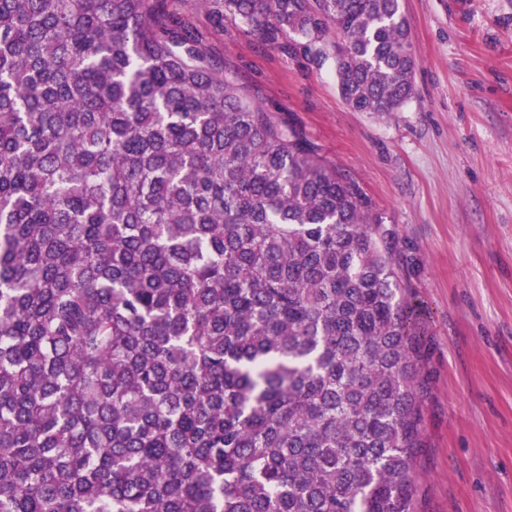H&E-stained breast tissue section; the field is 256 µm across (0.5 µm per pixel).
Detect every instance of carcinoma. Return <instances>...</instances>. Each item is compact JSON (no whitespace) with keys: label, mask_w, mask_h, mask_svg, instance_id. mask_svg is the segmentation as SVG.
<instances>
[{"label":"carcinoma","mask_w":512,"mask_h":512,"mask_svg":"<svg viewBox=\"0 0 512 512\" xmlns=\"http://www.w3.org/2000/svg\"><path fill=\"white\" fill-rule=\"evenodd\" d=\"M166 0H0V512H414L423 343L359 186ZM395 112L400 0H222Z\"/></svg>","instance_id":"obj_1"}]
</instances>
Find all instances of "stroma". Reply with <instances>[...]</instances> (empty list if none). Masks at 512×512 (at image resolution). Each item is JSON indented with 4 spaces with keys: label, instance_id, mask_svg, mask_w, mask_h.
Masks as SVG:
<instances>
[{
    "label": "stroma",
    "instance_id": "obj_1",
    "mask_svg": "<svg viewBox=\"0 0 512 512\" xmlns=\"http://www.w3.org/2000/svg\"><path fill=\"white\" fill-rule=\"evenodd\" d=\"M168 6L383 217L422 311L417 512H512V0H401L415 95L385 115L351 111L331 65L265 45L223 9Z\"/></svg>",
    "mask_w": 512,
    "mask_h": 512
}]
</instances>
